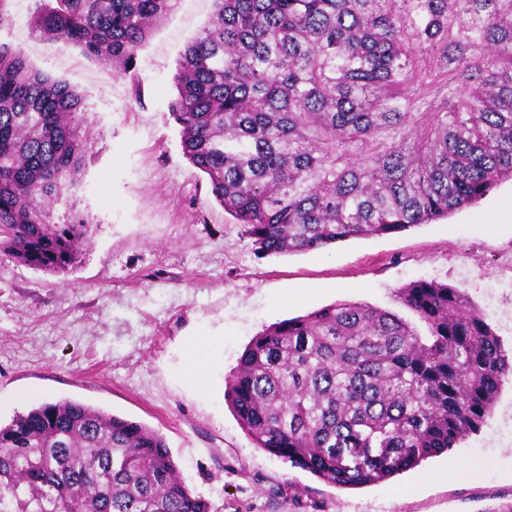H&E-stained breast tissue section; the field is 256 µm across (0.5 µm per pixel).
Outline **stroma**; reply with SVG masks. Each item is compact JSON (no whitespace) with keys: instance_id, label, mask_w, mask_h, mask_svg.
<instances>
[{"instance_id":"obj_1","label":"stroma","mask_w":512,"mask_h":512,"mask_svg":"<svg viewBox=\"0 0 512 512\" xmlns=\"http://www.w3.org/2000/svg\"><path fill=\"white\" fill-rule=\"evenodd\" d=\"M32 5L12 0L0 43L82 95L78 187L46 216L89 224L90 238L59 272L0 259V424L61 399L145 424L213 512H512V380L478 432L354 489L256 448L224 398L226 376L267 326L340 302L410 321L398 290L418 280L462 289L511 350L512 223L491 218L512 209V180L400 233L257 258L184 155L168 110L176 63L213 0H179L122 73L45 46L28 25ZM19 394L27 400L17 405ZM452 463L462 467L453 476Z\"/></svg>"}]
</instances>
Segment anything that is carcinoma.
<instances>
[{
	"label": "carcinoma",
	"instance_id": "1",
	"mask_svg": "<svg viewBox=\"0 0 512 512\" xmlns=\"http://www.w3.org/2000/svg\"><path fill=\"white\" fill-rule=\"evenodd\" d=\"M178 0H34L43 42L122 71ZM169 112L256 255L405 231L512 178V0H214ZM82 97L0 44V259L72 266L89 226L47 222L77 185ZM395 314L334 303L259 332L225 379L240 427L341 488L380 483L479 430L512 352L435 280ZM0 512H213L165 437L69 399L0 425Z\"/></svg>",
	"mask_w": 512,
	"mask_h": 512
}]
</instances>
